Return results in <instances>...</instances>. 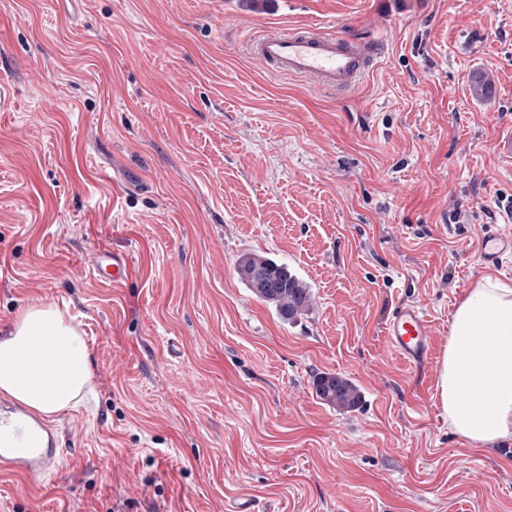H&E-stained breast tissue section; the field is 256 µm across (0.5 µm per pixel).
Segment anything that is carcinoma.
Wrapping results in <instances>:
<instances>
[{
    "mask_svg": "<svg viewBox=\"0 0 512 512\" xmlns=\"http://www.w3.org/2000/svg\"><path fill=\"white\" fill-rule=\"evenodd\" d=\"M240 280L256 298L266 302L284 322L306 315L310 288L286 263H278L257 253L241 255L236 264ZM316 396L342 411H352L361 403V392L347 377L324 374L314 380Z\"/></svg>",
    "mask_w": 512,
    "mask_h": 512,
    "instance_id": "obj_1",
    "label": "carcinoma"
}]
</instances>
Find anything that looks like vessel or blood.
<instances>
[{
  "label": "vessel or blood",
  "mask_w": 512,
  "mask_h": 512,
  "mask_svg": "<svg viewBox=\"0 0 512 512\" xmlns=\"http://www.w3.org/2000/svg\"><path fill=\"white\" fill-rule=\"evenodd\" d=\"M246 48L270 71L304 79L315 90L351 91L384 56L386 43L375 37L340 38L308 25L249 35ZM479 253L486 266H500L504 257L512 254V235L485 231L479 238ZM85 265L96 279L112 284L124 280L128 271L124 258L105 251L90 253ZM384 336L388 347L407 366H430L434 338L420 303L408 301L396 306L385 322ZM64 453L57 433L41 419L21 407L0 402V466L38 486L56 472Z\"/></svg>",
  "instance_id": "vessel-or-blood-1"
}]
</instances>
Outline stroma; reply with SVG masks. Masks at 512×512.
I'll return each mask as SVG.
<instances>
[{"label":"stroma","instance_id":"stroma-1","mask_svg":"<svg viewBox=\"0 0 512 512\" xmlns=\"http://www.w3.org/2000/svg\"><path fill=\"white\" fill-rule=\"evenodd\" d=\"M296 24L388 51L322 94L246 51ZM510 135L512 0H0V331L38 290L93 386L42 487L0 469V512H512V440L451 433L437 389L457 304L512 281L477 247L512 234ZM247 252L311 287L301 321L240 282ZM403 300L430 369L383 336ZM323 372L362 407L320 403ZM85 266L96 279L113 285L124 280L128 271L124 258L105 251L90 253L85 258ZM384 336L388 347L407 366L424 369L431 365L433 332L420 303L408 301L396 306L385 322Z\"/></svg>","mask_w":512,"mask_h":512}]
</instances>
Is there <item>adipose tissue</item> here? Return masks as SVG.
I'll use <instances>...</instances> for the list:
<instances>
[{
    "label": "adipose tissue",
    "instance_id": "obj_1",
    "mask_svg": "<svg viewBox=\"0 0 512 512\" xmlns=\"http://www.w3.org/2000/svg\"><path fill=\"white\" fill-rule=\"evenodd\" d=\"M53 359L41 373L27 351ZM92 390L88 349L57 305L24 311L0 338V393L50 418ZM448 427L473 445L512 440V284L480 278L458 304L439 381Z\"/></svg>",
    "mask_w": 512,
    "mask_h": 512
}]
</instances>
